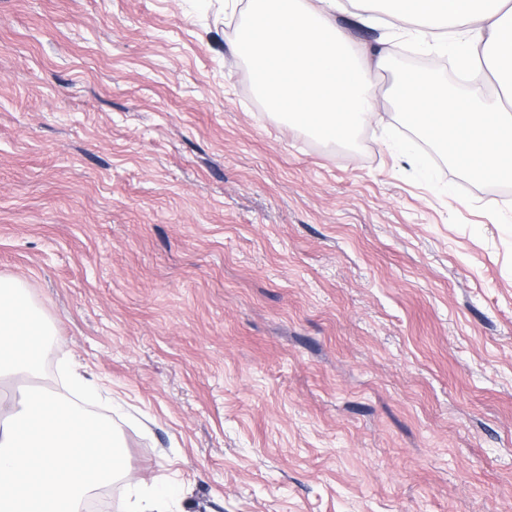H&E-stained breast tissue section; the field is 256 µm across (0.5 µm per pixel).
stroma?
<instances>
[{
  "label": "stroma",
  "instance_id": "35a3bbf8",
  "mask_svg": "<svg viewBox=\"0 0 512 512\" xmlns=\"http://www.w3.org/2000/svg\"><path fill=\"white\" fill-rule=\"evenodd\" d=\"M247 2L0 0V276L57 334L0 396L84 404L179 512H512V187L384 75L351 141L286 127Z\"/></svg>",
  "mask_w": 512,
  "mask_h": 512
}]
</instances>
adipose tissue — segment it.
I'll return each mask as SVG.
<instances>
[{
  "label": "adipose tissue",
  "mask_w": 512,
  "mask_h": 512,
  "mask_svg": "<svg viewBox=\"0 0 512 512\" xmlns=\"http://www.w3.org/2000/svg\"><path fill=\"white\" fill-rule=\"evenodd\" d=\"M378 18L410 23L406 35L428 39L456 32L465 82L438 74L406 78L393 71L389 50L354 55L328 9L310 0H248L253 17L239 44L272 111L289 126L313 128L341 143L375 116L377 78L392 72L387 95L404 122L474 178L512 177V8L507 0H381ZM497 88H490V81ZM46 329L26 302L20 280L0 277V380L37 375L39 336ZM111 429L68 400L28 387L0 411V512H78L99 486L127 478Z\"/></svg>",
  "instance_id": "1"
}]
</instances>
